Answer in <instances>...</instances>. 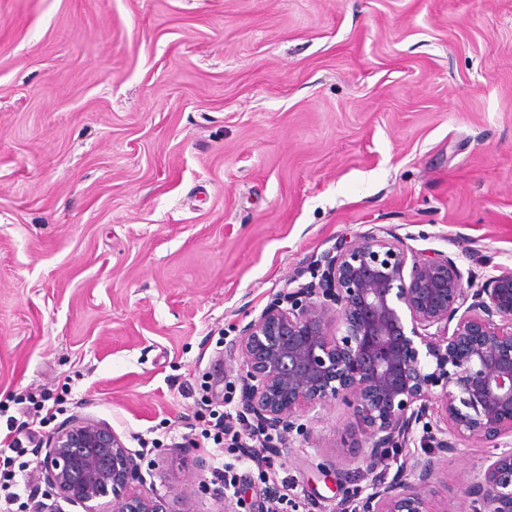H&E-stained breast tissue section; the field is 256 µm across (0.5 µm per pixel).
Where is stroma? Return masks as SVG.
Wrapping results in <instances>:
<instances>
[{
    "label": "stroma",
    "mask_w": 512,
    "mask_h": 512,
    "mask_svg": "<svg viewBox=\"0 0 512 512\" xmlns=\"http://www.w3.org/2000/svg\"><path fill=\"white\" fill-rule=\"evenodd\" d=\"M377 228L512 266V0H0V405L70 397L36 458L80 414L169 512H216L196 414L239 409L231 345ZM304 422L274 469L335 512L364 433L339 402ZM487 453L438 455L432 501ZM237 477L232 512H261Z\"/></svg>",
    "instance_id": "1"
}]
</instances>
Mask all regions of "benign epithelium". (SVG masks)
<instances>
[{
	"label": "benign epithelium",
	"instance_id": "7a95c632",
	"mask_svg": "<svg viewBox=\"0 0 512 512\" xmlns=\"http://www.w3.org/2000/svg\"><path fill=\"white\" fill-rule=\"evenodd\" d=\"M319 278L276 296L243 327L241 408L258 425L304 431L308 412L339 400L365 433L353 463L390 481L356 491L354 512H433L432 456L400 461L420 442L454 455L490 449L464 488L467 508L512 512V267L476 284L473 269L440 250H417L391 231L342 239ZM50 496L82 512H166L140 488L139 454L107 424L76 415L39 461Z\"/></svg>",
	"mask_w": 512,
	"mask_h": 512
}]
</instances>
